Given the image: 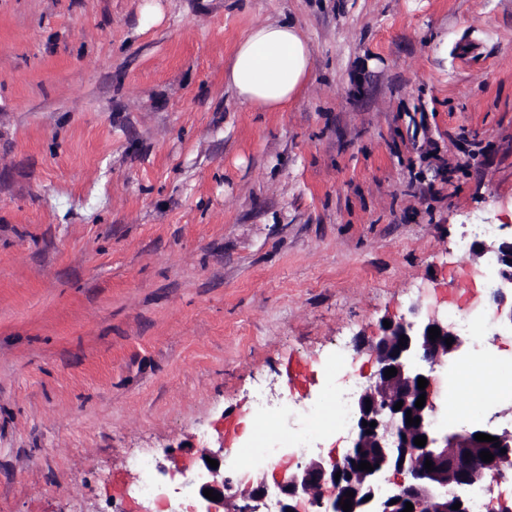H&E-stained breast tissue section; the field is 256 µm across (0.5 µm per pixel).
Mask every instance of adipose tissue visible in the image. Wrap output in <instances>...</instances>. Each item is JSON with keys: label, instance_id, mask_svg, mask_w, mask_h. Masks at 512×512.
I'll return each mask as SVG.
<instances>
[{"label": "adipose tissue", "instance_id": "adipose-tissue-1", "mask_svg": "<svg viewBox=\"0 0 512 512\" xmlns=\"http://www.w3.org/2000/svg\"><path fill=\"white\" fill-rule=\"evenodd\" d=\"M313 65L310 46L299 26L266 21L236 43L224 82L242 106L284 112L306 90Z\"/></svg>", "mask_w": 512, "mask_h": 512}]
</instances>
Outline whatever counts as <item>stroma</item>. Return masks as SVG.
<instances>
[{
    "instance_id": "1",
    "label": "stroma",
    "mask_w": 512,
    "mask_h": 512,
    "mask_svg": "<svg viewBox=\"0 0 512 512\" xmlns=\"http://www.w3.org/2000/svg\"><path fill=\"white\" fill-rule=\"evenodd\" d=\"M269 19L314 57L285 112L224 84ZM511 222L512 0H0V512H196L255 386L319 398L340 343L365 380ZM132 465L140 475V480L135 488L136 491L143 496L158 497L161 491L152 478L153 459L149 455H138L132 459Z\"/></svg>"
}]
</instances>
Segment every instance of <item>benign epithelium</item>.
<instances>
[{"instance_id":"obj_1","label":"benign epithelium","mask_w":512,"mask_h":512,"mask_svg":"<svg viewBox=\"0 0 512 512\" xmlns=\"http://www.w3.org/2000/svg\"><path fill=\"white\" fill-rule=\"evenodd\" d=\"M470 252L475 257L493 254L497 272L488 299L496 309L497 326L512 330V234L490 244L476 241ZM431 327L440 329V338L434 341L429 339ZM381 331L382 336L370 347L375 370L358 394L355 429L343 457H319L299 464L284 471L274 485L261 481L242 496V503L230 504L226 491L233 479L226 476L224 457L213 453L210 458L218 461V467L202 461L195 480L203 512H213L215 506L223 507L224 512H260L259 504L271 494L277 512H301L304 503L313 512H344L339 502L346 499L348 491L354 493L351 512H403L408 502L414 506L413 512H470L474 485L482 483L492 490L507 480L512 429L500 428L491 419L477 421L462 431L452 428L440 432L431 426L437 412L433 373L436 366L462 349L466 338L435 314L410 322L392 321ZM402 335L407 337L403 347L399 346ZM449 337L454 338L450 346L445 343ZM391 367L397 369V375L387 378L384 371ZM420 377L428 381L423 391L418 388ZM423 393L426 402L418 408L415 402ZM399 401L403 405L396 410ZM408 411L420 418L419 425L407 424ZM364 420L374 421L376 426H365ZM477 433L496 437L498 442H479ZM423 435L426 445H415V437ZM503 448L507 452H501ZM482 451L491 452L494 459L482 461ZM428 459L434 465L432 471L425 469ZM362 461L369 462L374 470L357 469ZM391 470L400 480L388 484L385 476ZM206 488L220 495V500L205 497ZM458 502L461 507L456 511L452 506Z\"/></svg>"}]
</instances>
